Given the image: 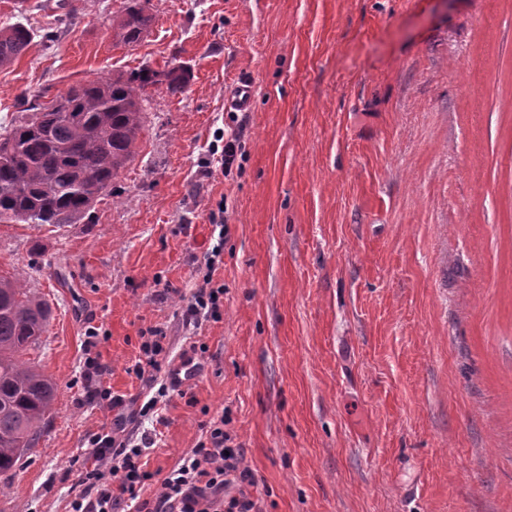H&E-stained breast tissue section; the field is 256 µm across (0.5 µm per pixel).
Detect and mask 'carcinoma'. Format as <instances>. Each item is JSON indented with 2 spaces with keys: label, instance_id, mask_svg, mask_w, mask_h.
Returning <instances> with one entry per match:
<instances>
[{
  "label": "carcinoma",
  "instance_id": "obj_1",
  "mask_svg": "<svg viewBox=\"0 0 512 512\" xmlns=\"http://www.w3.org/2000/svg\"><path fill=\"white\" fill-rule=\"evenodd\" d=\"M149 0H127L115 26L117 41L132 46L149 28ZM32 40L23 24L0 22V66L13 63ZM167 84L182 91L184 70L148 67L128 77L79 83L0 132V223L77 224L134 158L143 127L147 89ZM48 304L18 276L0 274V479L36 447L40 425L56 398L52 379L25 359L39 347Z\"/></svg>",
  "mask_w": 512,
  "mask_h": 512
}]
</instances>
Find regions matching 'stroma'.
Returning a JSON list of instances; mask_svg holds the SVG:
<instances>
[{"mask_svg": "<svg viewBox=\"0 0 512 512\" xmlns=\"http://www.w3.org/2000/svg\"><path fill=\"white\" fill-rule=\"evenodd\" d=\"M124 7L0 0L33 32L0 66V125L38 91L188 71L149 88L89 217L0 224V271L51 309L32 358L57 387L0 512H70L82 490L75 460L114 419L83 396L90 327L126 399L117 441L153 440L138 500L220 418L256 512H512V0H151L133 46L112 37ZM243 78L244 124L224 109ZM239 130L227 173L214 148ZM211 258L222 316L186 325ZM190 351L195 375L141 415ZM254 99V84L239 80L224 92V105L229 110L248 112ZM165 339L166 334H164L160 329H155L150 332V337L144 341L140 349L142 355L132 368L133 373L137 377H143L147 367L153 369L158 367L159 363L157 357L165 352Z\"/></svg>", "mask_w": 512, "mask_h": 512, "instance_id": "obj_1", "label": "stroma"}]
</instances>
